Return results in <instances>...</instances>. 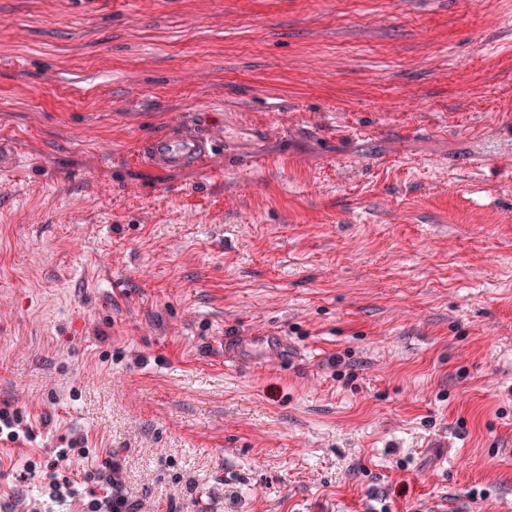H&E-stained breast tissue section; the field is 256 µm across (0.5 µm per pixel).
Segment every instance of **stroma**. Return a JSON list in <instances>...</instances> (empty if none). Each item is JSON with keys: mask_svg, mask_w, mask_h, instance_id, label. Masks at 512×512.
<instances>
[{"mask_svg": "<svg viewBox=\"0 0 512 512\" xmlns=\"http://www.w3.org/2000/svg\"><path fill=\"white\" fill-rule=\"evenodd\" d=\"M0 158V512H512V0H0ZM215 150L207 137L185 134L177 137L154 135L138 151V161L158 169L179 168L203 163ZM291 357L285 336L239 334L224 339V358L236 366L255 368L269 360L288 364ZM4 433L9 441L18 440L21 434L28 441H33L36 438L32 426L24 423L23 416L19 411L10 412L7 408H0V439ZM89 456V448L71 447L58 450L55 462L47 466L49 471L46 472L47 491L50 500L66 501L68 498L76 497L77 488L73 479L74 467L79 460L84 462L87 459L88 463ZM75 457L77 458L75 459ZM111 468L110 474L101 473L100 482L103 485L102 497L91 491L92 499L87 503L89 512H146L143 501H133L125 493L121 479V468L115 462L106 463ZM104 509V510H101Z\"/></svg>", "mask_w": 512, "mask_h": 512, "instance_id": "stroma-1", "label": "stroma"}]
</instances>
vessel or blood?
Returning <instances> with one entry per match:
<instances>
[{"label":"vessel or blood","instance_id":"obj_1","mask_svg":"<svg viewBox=\"0 0 512 512\" xmlns=\"http://www.w3.org/2000/svg\"><path fill=\"white\" fill-rule=\"evenodd\" d=\"M215 145L209 138L185 134L177 137H149L137 157L139 162L158 169L179 168L203 163ZM292 350L283 336L239 334L225 337L224 357L234 365L255 368L270 360L288 362Z\"/></svg>","mask_w":512,"mask_h":512}]
</instances>
